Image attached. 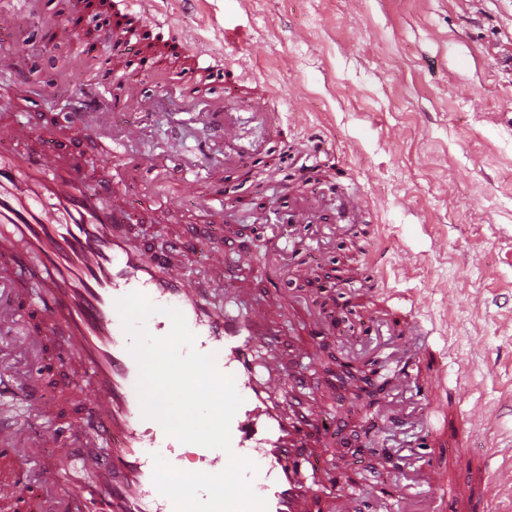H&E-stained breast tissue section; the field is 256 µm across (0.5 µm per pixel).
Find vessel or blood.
Segmentation results:
<instances>
[{
  "instance_id": "b4317fda",
  "label": "vessel or blood",
  "mask_w": 512,
  "mask_h": 512,
  "mask_svg": "<svg viewBox=\"0 0 512 512\" xmlns=\"http://www.w3.org/2000/svg\"><path fill=\"white\" fill-rule=\"evenodd\" d=\"M33 3L0 0L1 38L13 37L19 14L30 11ZM73 150L50 134L36 153L0 148V241L23 247L19 254L0 253V261L29 267L42 285V311L65 330L57 357L78 359L91 373L89 383L64 384V391L86 411L69 419L64 431L47 435L46 444L55 448L80 435L104 447L101 455L79 451L76 461L96 493L115 503L119 512H175L152 482V456L175 462L180 443L158 421L141 416L138 365L115 309L117 299L138 292L161 308L183 312L201 352L216 353L220 372L234 377L244 399L230 425L231 452L205 450L206 472L222 471L229 454L247 458L264 472L253 488L266 499L268 512H308L306 495L322 481L308 446L328 416L329 404L317 399L293 416L281 413L278 400L284 386L273 367L282 353L278 325L263 307L241 311L214 302L219 290L237 278L228 245L215 241L205 253L207 265L223 270V277L190 284L184 268L172 259L183 252V242L173 241L169 252L159 254L134 241L130 214L112 205L111 186L86 188L82 166H64V157ZM424 333L415 327L404 336L407 357L389 369V380L413 379L423 356L415 338ZM24 391L23 401L0 403L1 448H8L13 438L19 405H43L37 386L27 385ZM450 400L445 382H438L428 402L429 432L439 460L421 480L435 512H445L449 504L456 512H491L495 481L489 469L479 463L460 478L447 471L448 451L458 444L447 435ZM491 422L490 411L476 405L466 413L463 429L472 434ZM30 499L25 481L0 478V501Z\"/></svg>"
}]
</instances>
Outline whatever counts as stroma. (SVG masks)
<instances>
[{
    "instance_id": "35a3bbf8",
    "label": "stroma",
    "mask_w": 512,
    "mask_h": 512,
    "mask_svg": "<svg viewBox=\"0 0 512 512\" xmlns=\"http://www.w3.org/2000/svg\"><path fill=\"white\" fill-rule=\"evenodd\" d=\"M38 2L18 28L36 46L17 63L28 79L26 100L16 99L13 75L0 76V114L29 126L21 146L39 148L49 126L67 128V104L79 98L83 78L96 66L109 71L94 129L69 140L75 157L91 161L87 187L111 182L138 241L156 251L188 241L180 263L198 281L210 275L206 248L231 226L238 291L249 304L272 298L291 307L282 324L288 340L303 321L323 317L297 264L316 276L336 263L360 266L374 289L344 284L337 303L380 308L392 340L382 359L405 358L394 324L417 320L432 331L434 362L447 369L449 430L473 404L496 412L449 456L451 475L468 473L486 448L496 451L490 470L512 464V0H183L164 29L152 20L165 0H136L130 9L112 0L95 39L84 35L98 15L94 0ZM124 11L143 43L162 52L155 69H146L141 51L117 52L108 41L113 14ZM63 24L76 27V41L44 40V30ZM132 85L154 109L141 119L140 136L118 148L112 113ZM226 123L236 139L217 134ZM173 137L182 152H168ZM143 155L154 156V166L134 169ZM196 168L200 178L187 189L181 177ZM352 192L360 205L347 224L336 212L340 195ZM174 195L177 222L155 205ZM260 201L322 219L281 237L262 222ZM14 291L22 303L17 319L0 323V385L37 379L62 342L52 331L43 348L28 342L41 288L19 271L0 295ZM336 355L330 334L308 357L284 360L283 380L305 379L306 398L330 402L337 436L316 456L354 476L356 502L396 485L410 512H429L420 465L389 473L367 452L394 446L385 420L402 405L415 417L405 441L422 461L430 458L425 390L398 386L397 406L383 411L353 407L329 388ZM88 378L77 362L57 363L42 388L52 413L18 410V451L9 461L35 479L38 499L20 512H76L85 479L68 448L32 442L80 414L61 381Z\"/></svg>"
}]
</instances>
